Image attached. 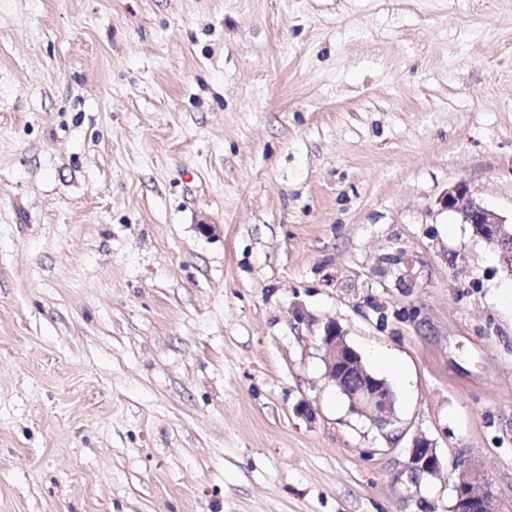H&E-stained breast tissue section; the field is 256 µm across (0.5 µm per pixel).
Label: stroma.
I'll use <instances>...</instances> for the list:
<instances>
[{
  "label": "stroma",
  "mask_w": 512,
  "mask_h": 512,
  "mask_svg": "<svg viewBox=\"0 0 512 512\" xmlns=\"http://www.w3.org/2000/svg\"><path fill=\"white\" fill-rule=\"evenodd\" d=\"M461 181L512 221V0H0V512H449L463 459L512 512ZM320 348L326 376L346 398L350 411L365 417L379 430L391 425L395 405L391 388L366 369L361 356L346 343L334 321L324 325ZM441 462L433 442L423 435L412 441L407 469L411 480L417 481L422 476H435L441 471Z\"/></svg>",
  "instance_id": "obj_1"
}]
</instances>
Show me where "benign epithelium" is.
Returning <instances> with one entry per match:
<instances>
[{"label":"benign epithelium","instance_id":"benign-epithelium-1","mask_svg":"<svg viewBox=\"0 0 512 512\" xmlns=\"http://www.w3.org/2000/svg\"><path fill=\"white\" fill-rule=\"evenodd\" d=\"M441 205L455 212L461 223L471 225L479 237L500 248L512 269V231L505 230L503 217L470 198L466 183L459 182L449 188ZM320 348L326 376L346 398L350 411L368 419L379 430L390 425L395 405L391 388L366 369L361 356L346 343L335 322L324 325ZM407 469L414 481L440 473L441 462L431 440L423 435L413 439ZM452 487L451 512H498L493 483L476 463L469 461L455 469Z\"/></svg>","mask_w":512,"mask_h":512}]
</instances>
